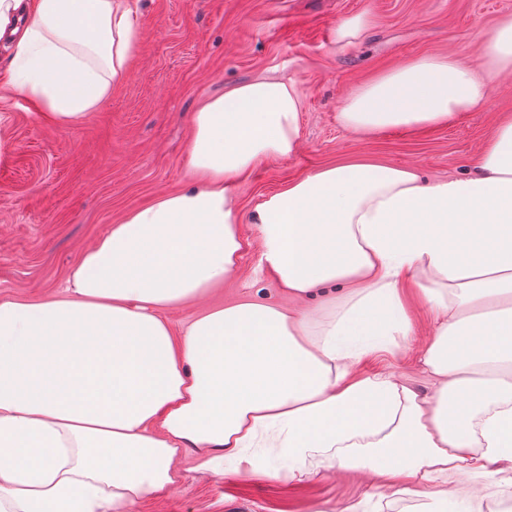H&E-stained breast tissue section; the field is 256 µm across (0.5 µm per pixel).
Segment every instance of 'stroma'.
Returning <instances> with one entry per match:
<instances>
[{"instance_id":"stroma-1","label":"stroma","mask_w":512,"mask_h":512,"mask_svg":"<svg viewBox=\"0 0 512 512\" xmlns=\"http://www.w3.org/2000/svg\"><path fill=\"white\" fill-rule=\"evenodd\" d=\"M139 51L124 81L83 122L60 127L34 99L0 103V295L37 299L62 292L79 254L128 210L192 183L188 147L194 112L261 76L296 83L301 144L293 158H266L238 180L244 238L257 237L255 206L319 168L365 157L419 170L428 179L465 176L498 113H512V74L495 81L489 102L457 123L422 132L359 136L343 127V96L377 74L422 56L480 61V46L512 0H140ZM360 12L371 27L354 45L337 24ZM243 254L219 302H283L277 284ZM413 334L366 355L369 376L391 372L419 395L434 381L420 362L435 315L410 307ZM428 512L430 504L360 471H319L300 482L198 470L183 455L179 479L132 512Z\"/></svg>"}]
</instances>
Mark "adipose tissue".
<instances>
[{"mask_svg":"<svg viewBox=\"0 0 512 512\" xmlns=\"http://www.w3.org/2000/svg\"><path fill=\"white\" fill-rule=\"evenodd\" d=\"M0 38L12 47L0 94L74 125L125 79L137 0H0ZM506 72L512 19L480 65L408 61L350 92L338 117L358 135L448 125ZM300 106L297 85L272 78L208 101L188 153L199 184L128 210L80 253L62 295L0 296V512H130L175 484L189 449L215 475L228 463L291 481L359 470L466 512L512 496L510 112L468 176L427 183L350 161L266 197L258 264L286 304H218L173 332L169 311L235 274L247 243L231 185L296 154ZM413 294L437 321L424 398L358 372L367 351L410 336ZM270 432L274 471L255 450ZM486 473L496 482L473 491Z\"/></svg>","mask_w":512,"mask_h":512,"instance_id":"obj_1","label":"adipose tissue"}]
</instances>
